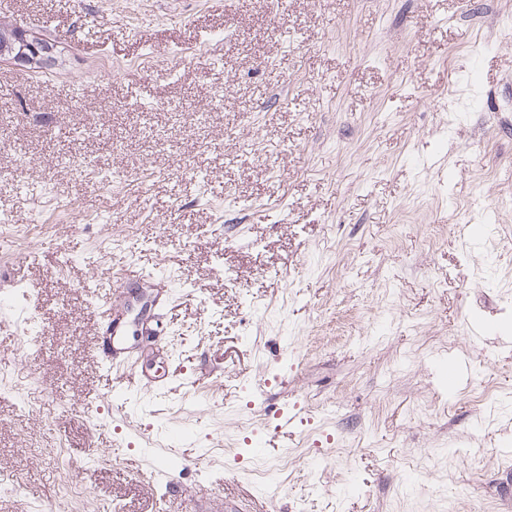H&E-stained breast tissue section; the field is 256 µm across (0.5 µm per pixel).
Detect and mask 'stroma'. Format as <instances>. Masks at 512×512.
I'll return each instance as SVG.
<instances>
[{
	"instance_id": "stroma-1",
	"label": "stroma",
	"mask_w": 512,
	"mask_h": 512,
	"mask_svg": "<svg viewBox=\"0 0 512 512\" xmlns=\"http://www.w3.org/2000/svg\"><path fill=\"white\" fill-rule=\"evenodd\" d=\"M0 22L58 58L0 59V512H512V0ZM118 299L120 298L117 297ZM110 298L106 302V308L103 312L104 326L99 331L100 337L97 343V354L100 360L109 364L124 365L129 362V355L117 357V353L124 352L127 348H119L115 345V336H123L122 324L123 316L119 312L118 300Z\"/></svg>"
}]
</instances>
